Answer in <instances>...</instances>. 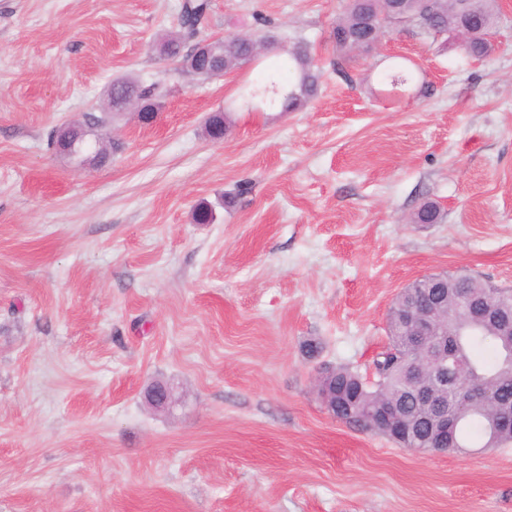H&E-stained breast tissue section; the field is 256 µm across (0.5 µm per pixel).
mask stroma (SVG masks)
<instances>
[{"instance_id":"obj_1","label":"stroma","mask_w":512,"mask_h":512,"mask_svg":"<svg viewBox=\"0 0 512 512\" xmlns=\"http://www.w3.org/2000/svg\"><path fill=\"white\" fill-rule=\"evenodd\" d=\"M182 3L0 0V512H512V446L414 453L314 390L371 373L415 279L512 287V0L485 60L400 27L340 71L348 0H208L205 37L310 43L295 112L241 107L260 65L202 80L160 56ZM124 76L168 88L156 120H114L101 166L56 153ZM427 202L443 221L411 223ZM157 380L171 410L144 400Z\"/></svg>"}]
</instances>
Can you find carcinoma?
Wrapping results in <instances>:
<instances>
[{"mask_svg":"<svg viewBox=\"0 0 512 512\" xmlns=\"http://www.w3.org/2000/svg\"><path fill=\"white\" fill-rule=\"evenodd\" d=\"M496 0H402V9L419 14L411 27L417 34L432 39L453 33L461 23L479 30V36L461 46L474 59L487 57L491 42L487 34L498 24ZM208 8L207 0H184L182 24L177 35L163 42L167 59L179 63L183 69L203 78L219 77L258 59L263 54L278 58L274 67L265 70L262 78L245 85L240 94L241 105L249 108L264 102L279 104L281 111L294 112L313 97L319 87L321 72L315 66L308 43L297 38L288 46L268 31L260 37L230 34L208 43L206 50L182 53L184 42L197 36L198 25ZM393 28L384 16L379 0H349L345 14L338 20L333 39L339 59L345 60L354 51L374 48ZM414 71L397 63L386 75L391 85L405 86L414 80ZM163 87L145 84L135 79H117L106 90L103 115L84 124L73 123L62 134L81 146L87 137H99L110 114L122 112L130 102L138 112L147 116L158 113ZM229 130L224 113H215L208 122V135L213 140L223 139ZM441 219L439 208L426 203L414 214V224H436ZM489 284L473 275L448 276V288L439 296L448 307V340L455 343L456 363L448 371V386L439 390L438 401L453 408L459 423L455 435L463 453L469 448H501L512 445V432L494 426L493 413L500 407H512V288H502L495 304L508 313L497 320H475L466 310V304L480 301ZM492 346V355L481 351ZM392 352L383 353L375 360L380 372L379 383L366 386L358 372L341 366L327 373L321 392L327 402H336V417L353 419L355 426L383 435L402 448L427 452L437 443L429 428L430 412L415 400L414 389L433 381L432 372L416 378L413 364L419 353L409 336L391 337ZM394 408L398 418L394 426L381 429L375 419L381 409Z\"/></svg>","mask_w":512,"mask_h":512,"instance_id":"cac0c4a2","label":"carcinoma"}]
</instances>
